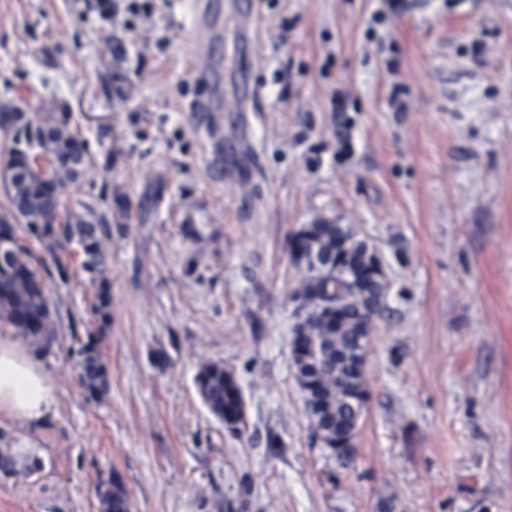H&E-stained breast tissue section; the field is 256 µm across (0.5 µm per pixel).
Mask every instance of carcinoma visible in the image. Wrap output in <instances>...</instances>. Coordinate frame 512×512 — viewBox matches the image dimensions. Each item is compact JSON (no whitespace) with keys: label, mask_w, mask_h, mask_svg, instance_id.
I'll return each mask as SVG.
<instances>
[{"label":"carcinoma","mask_w":512,"mask_h":512,"mask_svg":"<svg viewBox=\"0 0 512 512\" xmlns=\"http://www.w3.org/2000/svg\"><path fill=\"white\" fill-rule=\"evenodd\" d=\"M9 141L5 168L12 172L4 186L5 202L0 205V331L25 340L38 355L49 353L58 343L53 318L54 301L45 281L53 276L63 283L71 278L69 259L81 258L80 270L95 288L86 340L69 348L78 385L86 398L98 401L106 392L109 367L101 353V342L112 319V295L105 276L109 252L104 239L109 225L94 220L87 205L69 206L65 191L82 179L90 167L86 160L76 167L85 147L70 129L66 112H40L31 118L15 114V122L0 128ZM300 289L324 294L327 290L347 299L348 322L335 333L318 332L320 358L297 368L299 385L310 391L305 400L314 430H325L328 450L337 457L336 429L351 426L360 414L358 400L348 398L345 385L366 386L363 367L358 364L371 337L357 332L359 320L380 311L383 287L351 292L338 279L305 276ZM199 397L210 413L229 429L237 423L241 388L224 365L208 363L195 377ZM99 512H131L127 490L117 476L101 481L95 488Z\"/></svg>","instance_id":"1"}]
</instances>
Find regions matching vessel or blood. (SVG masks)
Instances as JSON below:
<instances>
[{
	"mask_svg": "<svg viewBox=\"0 0 512 512\" xmlns=\"http://www.w3.org/2000/svg\"><path fill=\"white\" fill-rule=\"evenodd\" d=\"M190 6V38L187 42L193 59V76L196 83L206 89V96L188 109L190 123L209 136L224 131V114L227 102L224 97V12L222 0H186ZM254 0H235L234 13L238 26L237 47L242 56H249L254 48L251 31ZM212 172L216 179H247L252 163L244 161L237 168L224 165L223 153L211 156Z\"/></svg>",
	"mask_w": 512,
	"mask_h": 512,
	"instance_id": "1",
	"label": "vessel or blood"
}]
</instances>
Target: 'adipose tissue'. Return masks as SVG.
Instances as JSON below:
<instances>
[{"label": "adipose tissue", "instance_id": "adipose-tissue-1", "mask_svg": "<svg viewBox=\"0 0 512 512\" xmlns=\"http://www.w3.org/2000/svg\"><path fill=\"white\" fill-rule=\"evenodd\" d=\"M53 404V390L42 364L10 336H0V420L42 423Z\"/></svg>", "mask_w": 512, "mask_h": 512}]
</instances>
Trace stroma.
Returning a JSON list of instances; mask_svg holds the SVG:
<instances>
[{
  "label": "stroma",
  "mask_w": 512,
  "mask_h": 512,
  "mask_svg": "<svg viewBox=\"0 0 512 512\" xmlns=\"http://www.w3.org/2000/svg\"><path fill=\"white\" fill-rule=\"evenodd\" d=\"M257 47L224 30V81L248 64L257 153L244 186L213 181L186 120V6L134 27L72 0H0V102L69 110L94 159L73 199L110 226L111 368L87 400L69 347L94 290L48 281L59 342L42 356L49 420L0 426L35 473L0 475V512H98L125 484L131 512H512V0H254ZM167 37L137 55L147 38ZM408 88V109L387 99ZM349 225L386 295L347 461L316 439L293 364L290 298L302 225ZM223 364L245 400L229 431L202 403ZM100 512H130L131 502L127 490L118 476L101 481L95 488Z\"/></svg>",
  "instance_id": "obj_1"
}]
</instances>
